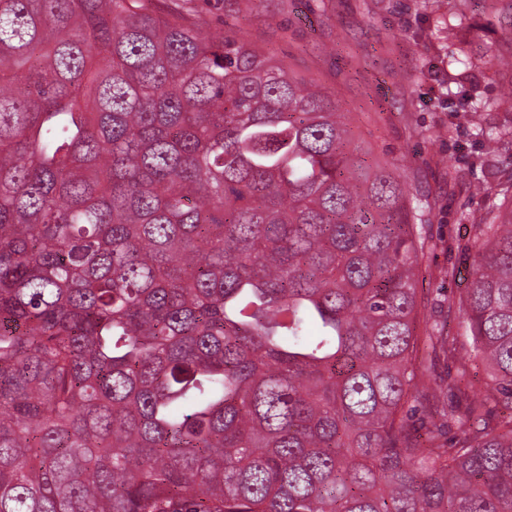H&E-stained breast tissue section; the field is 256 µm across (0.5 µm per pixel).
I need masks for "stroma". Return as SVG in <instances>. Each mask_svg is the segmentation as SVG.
Listing matches in <instances>:
<instances>
[{
	"mask_svg": "<svg viewBox=\"0 0 512 512\" xmlns=\"http://www.w3.org/2000/svg\"><path fill=\"white\" fill-rule=\"evenodd\" d=\"M194 0L214 37L236 33L333 92L348 112L356 140L374 159L407 176L410 195L425 206L421 233L429 248L420 284L433 320L458 328L441 298L464 293L471 257L459 241L503 198L471 195L483 180L471 165L478 146L468 124L441 134L448 112L440 97L456 78L452 56L475 62L469 81L478 95L512 96V70L486 68L487 46L512 41V0H474L464 23L448 25V0Z\"/></svg>",
	"mask_w": 512,
	"mask_h": 512,
	"instance_id": "35a3bbf8",
	"label": "stroma"
}]
</instances>
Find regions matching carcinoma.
I'll return each instance as SVG.
<instances>
[{
	"label": "carcinoma",
	"mask_w": 512,
	"mask_h": 512,
	"mask_svg": "<svg viewBox=\"0 0 512 512\" xmlns=\"http://www.w3.org/2000/svg\"><path fill=\"white\" fill-rule=\"evenodd\" d=\"M190 2L0 0V512H512V172L437 419L406 180Z\"/></svg>",
	"instance_id": "carcinoma-1"
}]
</instances>
